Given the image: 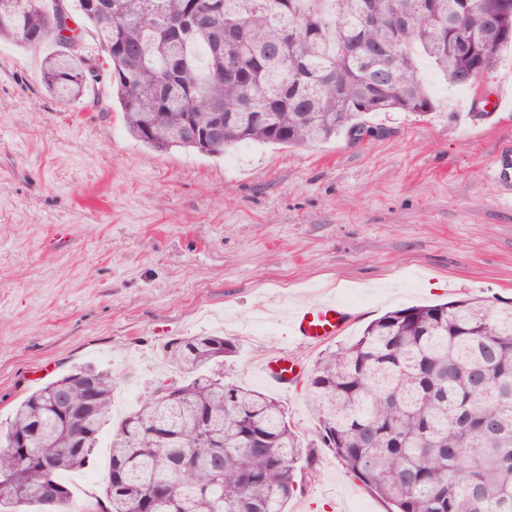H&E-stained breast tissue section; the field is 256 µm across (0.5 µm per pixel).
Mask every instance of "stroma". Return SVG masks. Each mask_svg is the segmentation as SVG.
<instances>
[{"label":"stroma","instance_id":"35a3bbf8","mask_svg":"<svg viewBox=\"0 0 512 512\" xmlns=\"http://www.w3.org/2000/svg\"><path fill=\"white\" fill-rule=\"evenodd\" d=\"M53 49L0 41V422L88 365L112 373L120 422L170 375V341L218 333L236 353L211 375L271 396L309 439L306 380L281 392L259 371L285 352L309 372L323 352L290 335V310L322 294L349 303L345 343L398 308L512 300V191L491 176L512 112L466 117L475 93L512 95L511 52L475 92L424 65L435 110L364 115L379 136L209 156L147 147L120 107L48 96L40 65ZM111 436L94 468L63 473L65 512L104 485ZM288 509L386 506L324 450Z\"/></svg>","mask_w":512,"mask_h":512}]
</instances>
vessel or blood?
Instances as JSON below:
<instances>
[{"label": "vessel or blood", "mask_w": 512, "mask_h": 512, "mask_svg": "<svg viewBox=\"0 0 512 512\" xmlns=\"http://www.w3.org/2000/svg\"><path fill=\"white\" fill-rule=\"evenodd\" d=\"M354 317L352 307L336 298H319L298 308L288 327L300 341L318 344L342 335ZM260 367L267 379L285 390L302 374L303 367L291 355L264 358Z\"/></svg>", "instance_id": "b4317fda"}]
</instances>
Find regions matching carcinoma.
Segmentation results:
<instances>
[{
	"mask_svg": "<svg viewBox=\"0 0 512 512\" xmlns=\"http://www.w3.org/2000/svg\"><path fill=\"white\" fill-rule=\"evenodd\" d=\"M80 2L0 0V38L25 48L53 41L45 90L75 101L107 80L129 132L157 150L360 140L374 134L358 122L366 112L435 109L421 59L445 78L460 65L448 53L460 0H434L436 14L424 12L426 0H110L104 15L80 13L108 56L105 72L81 54L84 30L62 35ZM471 2L462 28L482 52L467 89L512 46L507 23L489 25L481 0ZM401 16L407 22L393 25ZM362 39L390 49V67L370 69L347 51ZM214 110L226 116L224 134L206 149L187 128ZM215 340L167 346L176 377L155 381L113 429L103 493L85 512H287L322 448L386 512H512V301L395 309L323 353L308 376L317 421L308 441L268 395L204 374L221 362ZM114 386L110 372L80 368L18 403L0 427V512H63L71 491L61 474L90 465ZM90 390L93 408L62 407V395L78 402ZM255 421L261 448L248 447ZM162 475L168 498L158 500Z\"/></svg>",
	"mask_w": 512,
	"mask_h": 512,
	"instance_id": "carcinoma-1",
	"label": "carcinoma"
}]
</instances>
